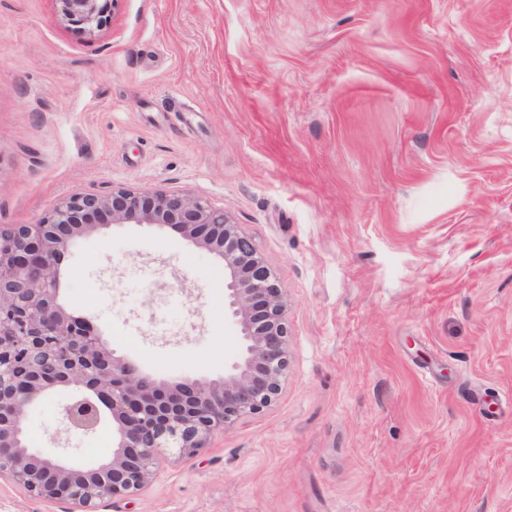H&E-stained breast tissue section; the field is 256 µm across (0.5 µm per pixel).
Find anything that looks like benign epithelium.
Listing matches in <instances>:
<instances>
[{"instance_id": "1", "label": "benign epithelium", "mask_w": 512, "mask_h": 512, "mask_svg": "<svg viewBox=\"0 0 512 512\" xmlns=\"http://www.w3.org/2000/svg\"><path fill=\"white\" fill-rule=\"evenodd\" d=\"M66 22L94 37L120 0H58ZM111 224L172 225L224 265V308L239 352L219 379L170 381L108 348L88 320L59 303L61 256L78 238ZM288 302L272 268L224 209L187 193L118 188L60 198L37 224L0 225V478L33 496L98 512L108 499L147 487L163 462L192 459L211 437L268 407L288 381ZM74 389L51 441L62 452L74 437L112 419V456L67 464L24 441L30 406Z\"/></svg>"}]
</instances>
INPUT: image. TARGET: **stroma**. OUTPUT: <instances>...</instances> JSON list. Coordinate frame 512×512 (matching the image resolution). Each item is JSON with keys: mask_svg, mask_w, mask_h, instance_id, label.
<instances>
[{"mask_svg": "<svg viewBox=\"0 0 512 512\" xmlns=\"http://www.w3.org/2000/svg\"><path fill=\"white\" fill-rule=\"evenodd\" d=\"M118 187L239 224L288 382L100 512H512V0H122L93 38L0 0V224ZM60 301L162 379L238 348L222 263L166 227L75 241ZM65 400L29 409L37 450Z\"/></svg>", "mask_w": 512, "mask_h": 512, "instance_id": "35a3bbf8", "label": "stroma"}]
</instances>
